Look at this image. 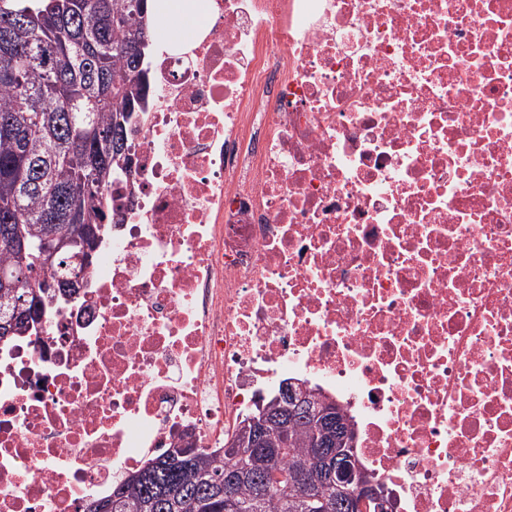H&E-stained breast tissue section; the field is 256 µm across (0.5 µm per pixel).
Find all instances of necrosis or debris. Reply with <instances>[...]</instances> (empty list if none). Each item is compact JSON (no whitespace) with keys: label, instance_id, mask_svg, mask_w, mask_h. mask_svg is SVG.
Masks as SVG:
<instances>
[{"label":"necrosis or debris","instance_id":"1","mask_svg":"<svg viewBox=\"0 0 512 512\" xmlns=\"http://www.w3.org/2000/svg\"><path fill=\"white\" fill-rule=\"evenodd\" d=\"M122 221L0 343V512H84L300 380L397 512H512V0H203Z\"/></svg>","mask_w":512,"mask_h":512}]
</instances>
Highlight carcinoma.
<instances>
[{"label": "carcinoma", "instance_id": "carcinoma-1", "mask_svg": "<svg viewBox=\"0 0 512 512\" xmlns=\"http://www.w3.org/2000/svg\"><path fill=\"white\" fill-rule=\"evenodd\" d=\"M154 29L153 0H0V277L71 276L74 250L40 264L21 253L22 239L78 234L95 254L122 207L128 129L145 108ZM38 292L25 298L22 321L23 292H0L1 341L25 333L59 298ZM264 407L274 419L266 447L235 482L231 508L221 492L231 460L190 448L181 466L165 452L86 512H315L322 499L336 502L329 484L313 502L299 486L314 437L303 409L287 428L277 398Z\"/></svg>", "mask_w": 512, "mask_h": 512}]
</instances>
